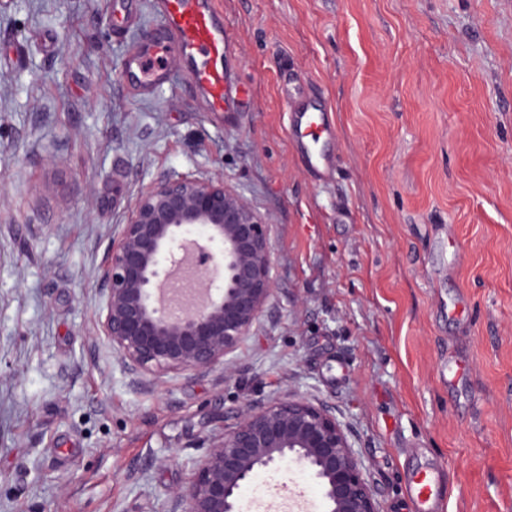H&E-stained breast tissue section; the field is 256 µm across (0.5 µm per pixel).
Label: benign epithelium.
Here are the masks:
<instances>
[{
    "instance_id": "obj_1",
    "label": "benign epithelium",
    "mask_w": 512,
    "mask_h": 512,
    "mask_svg": "<svg viewBox=\"0 0 512 512\" xmlns=\"http://www.w3.org/2000/svg\"><path fill=\"white\" fill-rule=\"evenodd\" d=\"M99 280L100 336L138 388L218 365L230 373L229 355L273 292L268 219L222 176L161 175L118 225ZM208 442L167 512H241L255 477L285 463L310 476L322 512H380L358 452L324 404L291 394L249 403Z\"/></svg>"
}]
</instances>
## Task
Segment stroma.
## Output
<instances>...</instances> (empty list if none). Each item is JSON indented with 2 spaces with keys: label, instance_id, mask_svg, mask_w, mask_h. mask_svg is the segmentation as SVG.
<instances>
[{
  "label": "stroma",
  "instance_id": "1",
  "mask_svg": "<svg viewBox=\"0 0 512 512\" xmlns=\"http://www.w3.org/2000/svg\"><path fill=\"white\" fill-rule=\"evenodd\" d=\"M159 0H0V512H167L250 400L334 407L381 512H512V0H214L235 100L122 62ZM333 108L312 179L282 86ZM219 174L270 222L274 292L236 369L140 390L97 267L137 191ZM242 512H319L267 470ZM409 490L414 503V512H441L443 494L439 477L435 472H422L412 479Z\"/></svg>",
  "mask_w": 512,
  "mask_h": 512
}]
</instances>
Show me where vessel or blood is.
Returning <instances> with one entry per match:
<instances>
[{
    "instance_id": "obj_1",
    "label": "vessel or blood",
    "mask_w": 512,
    "mask_h": 512,
    "mask_svg": "<svg viewBox=\"0 0 512 512\" xmlns=\"http://www.w3.org/2000/svg\"><path fill=\"white\" fill-rule=\"evenodd\" d=\"M173 60L187 66L194 84L205 95L207 112L223 115L226 37L212 0H161L157 27L126 61L125 78L133 84L161 88L170 80L169 63ZM281 100L288 111L290 144L312 171H319L327 160L322 144L334 137L328 112L286 91ZM409 490L414 512H439L443 494L435 473H420L410 482Z\"/></svg>"
}]
</instances>
